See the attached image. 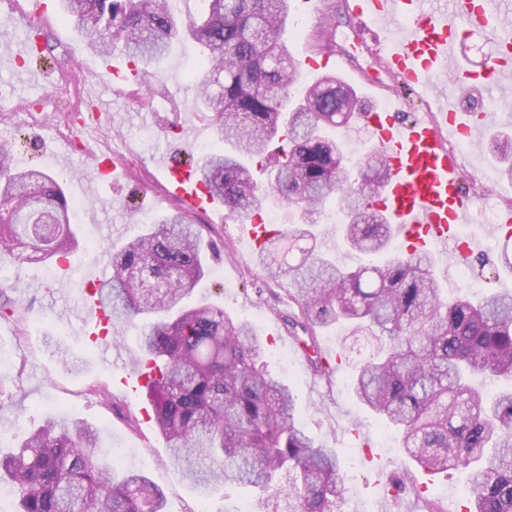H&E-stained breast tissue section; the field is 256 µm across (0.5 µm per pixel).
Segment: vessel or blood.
<instances>
[{
  "label": "vessel or blood",
  "mask_w": 512,
  "mask_h": 512,
  "mask_svg": "<svg viewBox=\"0 0 512 512\" xmlns=\"http://www.w3.org/2000/svg\"><path fill=\"white\" fill-rule=\"evenodd\" d=\"M382 53L386 66L411 87L426 83L429 72L450 70L454 80L465 77L464 67L449 69L448 60L462 29L486 34L499 47L480 81L482 87L499 86L512 69V0H439L425 10L420 0H351ZM401 102L392 99L384 107L361 113L372 136L385 151L390 176L379 189V206L396 224L411 252L450 253L464 263L479 247L477 239L460 240L456 225L470 223L478 205L460 190L458 169L445 138L474 134L477 123L469 115L442 105L425 120L399 117ZM168 192L194 212H210L215 200L195 180L190 169L166 165ZM250 246L260 249L273 234L272 225L252 220L242 225ZM100 280L87 274L79 290L87 318L82 325L98 342L106 360H113L107 340L112 328V308L100 295Z\"/></svg>",
  "instance_id": "b4317fda"
}]
</instances>
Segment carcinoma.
<instances>
[{
	"label": "carcinoma",
	"mask_w": 512,
	"mask_h": 512,
	"mask_svg": "<svg viewBox=\"0 0 512 512\" xmlns=\"http://www.w3.org/2000/svg\"><path fill=\"white\" fill-rule=\"evenodd\" d=\"M60 2L99 54L118 50L149 67L174 40L197 47L195 100L224 145L199 161L197 179L233 221L261 215L273 196L301 213L258 253L273 280L291 285L290 329L315 342L317 330L344 322L366 337L373 352L352 377L354 397L401 432L418 466L467 470V512H512V294L446 300L424 253L351 270L320 251L317 215L331 197L350 252L388 253L396 227L374 194L388 172L382 149L368 150L371 174L357 175L330 135L365 110L357 91L326 74L293 95L302 71L282 39L291 0H201V14L183 21L176 0ZM490 144L512 180V137L507 150L499 134ZM11 150L0 142V253L26 236L46 259L67 256L79 241L63 188L38 169L12 170ZM254 163L268 185L254 181ZM204 246L203 226L178 210L107 251L103 288L116 323L145 318L134 369L151 364L146 397L170 463L204 493L258 491L252 512H339L336 451L303 430L257 329L218 304L184 303L205 275ZM96 451L91 426L52 418L0 458V484L16 488L17 512H167L161 488L111 473Z\"/></svg>",
	"instance_id": "carcinoma-1"
}]
</instances>
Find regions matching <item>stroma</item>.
<instances>
[{
	"mask_svg": "<svg viewBox=\"0 0 512 512\" xmlns=\"http://www.w3.org/2000/svg\"><path fill=\"white\" fill-rule=\"evenodd\" d=\"M47 2L50 10L40 16L35 0H0V33L7 39L21 29H41L48 42L42 60L50 83L43 91L19 83L16 72L23 61L14 51H0V88L6 92L0 101V141L12 142L14 168L36 165L63 177L71 225L79 235V246L69 256L74 290L87 273L108 276L104 253L111 244L132 239L146 219L178 208V200L167 194L166 176L154 155L182 148L188 160L196 162L201 145H214L215 136L187 80L185 56L194 50L191 43H174L168 57L140 71L136 80L117 81L107 65L121 63V56L108 59L87 51L76 19L61 18L58 0ZM348 2L294 0L292 24L283 35L292 55L304 63L307 55L320 50L331 55L334 73L348 84L357 85L363 75L388 86L402 99L406 119L426 118L438 98L460 112L495 113L493 126L482 127L472 140L475 168L462 166L458 172L465 193H473L479 173L486 176L499 206L512 205V181L501 176L485 149L491 130L512 134V74L495 97L481 86H448L438 77L424 92L395 84ZM36 107L42 110L39 128L18 125L16 113ZM69 134L86 143L88 153L62 152L59 142ZM109 151L119 153L125 174L119 181L103 183L90 157ZM191 219L204 225L211 246L206 276L189 303L221 304L231 316L263 333L276 316L293 311L287 291L256 263L237 223L225 219L223 205H216L211 214H192ZM60 275L55 261L22 262L0 254V288L15 310L12 318L0 317V351L5 354L0 360V455L15 452L23 437L47 419L62 416L93 426L100 460L149 477L163 489L171 512H237L240 503L251 501V490L234 485L201 493L174 470L154 421L140 414L148 404L145 394L114 390L109 401L98 395V388H112L114 371L79 331L81 311L73 290L55 298L48 295ZM318 343L344 353L330 379L315 378L296 356L281 359L278 352L285 344L278 340L268 362L270 371L294 392L305 432L338 453L349 487L342 512H381L385 475L406 486L399 512H423L426 497L443 510L460 505L463 472L423 475L398 435L381 429L377 417L354 398L350 382L368 353L365 339L349 336L341 326L319 331Z\"/></svg>",
	"mask_w": 512,
	"mask_h": 512,
	"instance_id": "1",
	"label": "stroma"
}]
</instances>
